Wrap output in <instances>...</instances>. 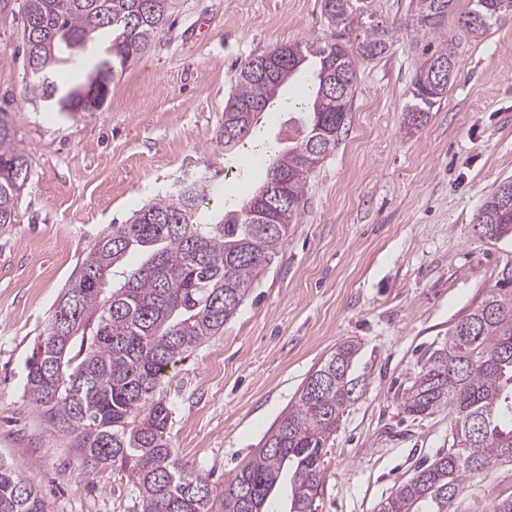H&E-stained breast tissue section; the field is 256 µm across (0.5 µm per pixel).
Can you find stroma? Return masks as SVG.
<instances>
[{
	"label": "stroma",
	"mask_w": 512,
	"mask_h": 512,
	"mask_svg": "<svg viewBox=\"0 0 512 512\" xmlns=\"http://www.w3.org/2000/svg\"><path fill=\"white\" fill-rule=\"evenodd\" d=\"M456 0L436 33H400L358 60L338 148L310 178L287 241L220 336L171 365L170 440L219 486L251 459L308 375L353 340L365 373L324 456L318 512H378L417 462L448 446L451 418H406L397 393L426 352L494 285L512 242L475 217L512 180V18L462 36ZM334 42L320 0H169L146 53L117 75L99 109L50 112L26 94L22 0H0V113L31 160L17 221L0 228V459L41 491L48 512H140L109 467L89 473L68 438L27 398V363L86 247L200 168L222 185L221 212L265 178L212 141L246 60L284 43ZM453 40L456 79L422 126L402 110L425 44ZM512 492V466L465 481L453 512H489Z\"/></svg>",
	"instance_id": "1"
}]
</instances>
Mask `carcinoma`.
<instances>
[{"instance_id": "obj_1", "label": "carcinoma", "mask_w": 512, "mask_h": 512, "mask_svg": "<svg viewBox=\"0 0 512 512\" xmlns=\"http://www.w3.org/2000/svg\"><path fill=\"white\" fill-rule=\"evenodd\" d=\"M373 0H322L336 42L306 40L245 62L224 108L216 146L268 161L265 181L209 221L214 192L206 175L136 210L92 241L59 295L29 360L25 394L45 423L69 439L79 462L124 471L141 512H316L330 437L358 399L359 347L345 341L312 371L294 404L224 487L216 489L181 463L168 439L170 406L161 391L169 365L224 330L280 252L305 204L307 179L336 150L356 92V58L387 52L399 28L377 19ZM455 0H413V32L434 31ZM461 30L477 37L512 14V0H470ZM23 35L31 81L42 101L81 91L59 79L89 44L108 42L88 87H109L149 49L167 22V0H23ZM417 69L405 124L418 127L453 85L435 81L430 62L454 57L453 44L432 50ZM303 86L288 118L293 141L278 149L256 130L281 94ZM29 157L0 117V227L16 222ZM501 182L481 206L480 236L512 241V196ZM138 252L136 266L127 257ZM403 413L423 420L451 415L449 448L417 466L380 512H450L461 483L512 463V263L493 288L448 330L399 395ZM0 512H47L40 492L0 463Z\"/></svg>"}]
</instances>
